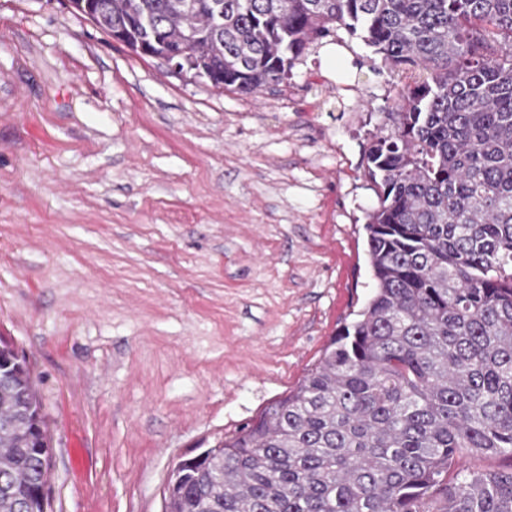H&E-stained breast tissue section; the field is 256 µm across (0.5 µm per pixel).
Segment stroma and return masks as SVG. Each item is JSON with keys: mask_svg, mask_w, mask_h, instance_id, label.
Returning a JSON list of instances; mask_svg holds the SVG:
<instances>
[{"mask_svg": "<svg viewBox=\"0 0 512 512\" xmlns=\"http://www.w3.org/2000/svg\"><path fill=\"white\" fill-rule=\"evenodd\" d=\"M402 86L342 29L246 95L69 0H0V339L38 385L51 512H163L172 468L294 391L355 320L378 204L364 149Z\"/></svg>", "mask_w": 512, "mask_h": 512, "instance_id": "35a3bbf8", "label": "stroma"}]
</instances>
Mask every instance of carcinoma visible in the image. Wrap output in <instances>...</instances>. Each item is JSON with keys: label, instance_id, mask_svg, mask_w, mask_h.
<instances>
[{"label": "carcinoma", "instance_id": "cac0c4a2", "mask_svg": "<svg viewBox=\"0 0 512 512\" xmlns=\"http://www.w3.org/2000/svg\"><path fill=\"white\" fill-rule=\"evenodd\" d=\"M97 27L257 93L339 29L402 74L367 174L373 291L298 387L182 460L164 512H512V0H98ZM503 38L499 49L492 43ZM50 434L27 364L0 341V512H47Z\"/></svg>", "mask_w": 512, "mask_h": 512}]
</instances>
